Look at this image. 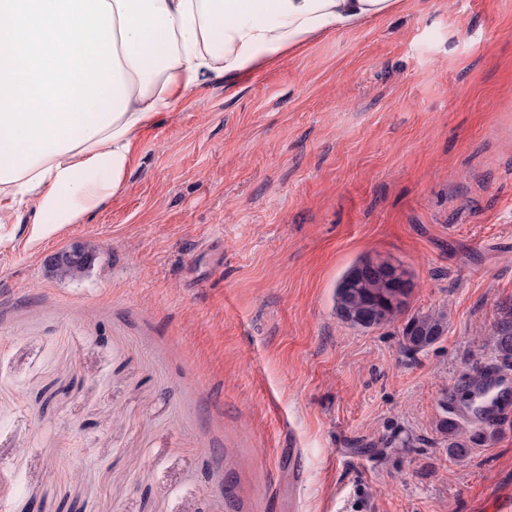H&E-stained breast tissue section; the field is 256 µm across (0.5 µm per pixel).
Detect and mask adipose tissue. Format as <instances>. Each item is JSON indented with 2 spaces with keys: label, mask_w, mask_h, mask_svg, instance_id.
Listing matches in <instances>:
<instances>
[{
  "label": "adipose tissue",
  "mask_w": 512,
  "mask_h": 512,
  "mask_svg": "<svg viewBox=\"0 0 512 512\" xmlns=\"http://www.w3.org/2000/svg\"><path fill=\"white\" fill-rule=\"evenodd\" d=\"M403 0H0V246L79 223L122 188L139 135L215 79L274 64Z\"/></svg>",
  "instance_id": "1"
}]
</instances>
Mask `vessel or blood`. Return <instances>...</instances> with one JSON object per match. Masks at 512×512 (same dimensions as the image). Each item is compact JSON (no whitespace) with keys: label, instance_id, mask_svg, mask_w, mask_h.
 Segmentation results:
<instances>
[{"label":"vessel or blood","instance_id":"obj_1","mask_svg":"<svg viewBox=\"0 0 512 512\" xmlns=\"http://www.w3.org/2000/svg\"><path fill=\"white\" fill-rule=\"evenodd\" d=\"M468 384L475 393L474 406H463L451 394L445 399L449 413L465 419L477 417L494 426L512 419L511 372L483 367L470 374Z\"/></svg>","mask_w":512,"mask_h":512}]
</instances>
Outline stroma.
Listing matches in <instances>:
<instances>
[{
  "instance_id": "obj_1",
  "label": "stroma",
  "mask_w": 512,
  "mask_h": 512,
  "mask_svg": "<svg viewBox=\"0 0 512 512\" xmlns=\"http://www.w3.org/2000/svg\"><path fill=\"white\" fill-rule=\"evenodd\" d=\"M142 132L124 189L0 248V512H476L512 435L438 430L512 302V0H407ZM96 251L79 280L44 261ZM447 308L338 319L365 258ZM448 332V311L431 309L408 316L401 330V345L408 354L423 352Z\"/></svg>"
}]
</instances>
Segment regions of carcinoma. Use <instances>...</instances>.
<instances>
[{
    "label": "carcinoma",
    "instance_id": "1",
    "mask_svg": "<svg viewBox=\"0 0 512 512\" xmlns=\"http://www.w3.org/2000/svg\"><path fill=\"white\" fill-rule=\"evenodd\" d=\"M393 272H359L353 265L338 281L335 291L336 315L352 326L375 328L391 323L408 310L412 288H397ZM448 332V311L431 309L408 316L401 330V345L408 354L423 352L442 340ZM499 365L512 367V303L500 306L499 316L488 336ZM440 431L448 437V454L465 457L484 447L494 433L478 423H462L449 416L440 421Z\"/></svg>",
    "mask_w": 512,
    "mask_h": 512
}]
</instances>
